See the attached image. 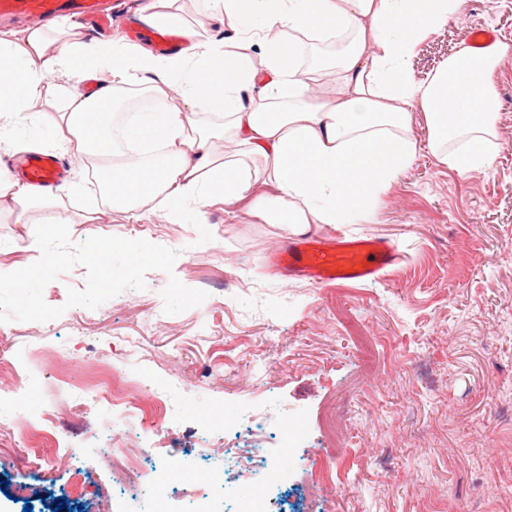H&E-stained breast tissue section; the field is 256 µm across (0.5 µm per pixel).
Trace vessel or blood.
I'll list each match as a JSON object with an SVG mask.
<instances>
[{
    "label": "vessel or blood",
    "mask_w": 512,
    "mask_h": 512,
    "mask_svg": "<svg viewBox=\"0 0 512 512\" xmlns=\"http://www.w3.org/2000/svg\"><path fill=\"white\" fill-rule=\"evenodd\" d=\"M79 16L92 28L109 19L102 0H0L1 17H20L40 23L63 15ZM131 38L150 40L159 52L177 53L182 37L172 29H160L144 23L130 33ZM67 174L65 160L46 152L29 153L21 170L23 180L37 188L51 189ZM280 260L288 267L305 272L315 283L336 286L366 283L379 278L398 261L394 243L383 238L356 239L342 234L327 239L305 238L292 243Z\"/></svg>",
    "instance_id": "vessel-or-blood-1"
}]
</instances>
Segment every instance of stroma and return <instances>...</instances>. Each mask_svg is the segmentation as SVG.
<instances>
[{"label": "stroma", "mask_w": 512, "mask_h": 512, "mask_svg": "<svg viewBox=\"0 0 512 512\" xmlns=\"http://www.w3.org/2000/svg\"><path fill=\"white\" fill-rule=\"evenodd\" d=\"M494 26L512 47V0H465L447 27L412 58L424 76L454 55L471 28ZM496 150L484 168L458 172L437 163L423 118H416L411 167L396 180L376 221L316 224L310 236L384 237L400 262L358 288H323L268 257L287 248L279 229L231 221L222 203L179 217L129 213L92 201L82 156L67 153L68 225L73 242L95 235L146 239L177 250L173 275L205 291L198 306L163 311L169 274L147 272L95 309L66 308L48 322L10 321L0 340L10 364L0 370V412L12 409L15 373L26 376L28 417L52 413L59 439L38 447L0 432V512H189L225 492L258 512H512V50L498 63ZM36 101L5 143L12 164L24 146L53 151ZM0 218V273L39 256L35 227ZM83 322L84 336L72 326ZM134 381L143 417L160 411L157 431L116 419L104 403L77 406L73 395L102 382L110 367ZM250 408L275 421L246 423ZM225 427L222 452L209 453L208 426ZM280 467L263 495L262 464L225 467V455L250 442ZM139 461L138 484H120L95 465L107 447ZM43 455L42 469L23 465ZM180 474L152 492L156 462ZM330 469L322 497L309 484Z\"/></svg>", "instance_id": "35a3bbf8"}]
</instances>
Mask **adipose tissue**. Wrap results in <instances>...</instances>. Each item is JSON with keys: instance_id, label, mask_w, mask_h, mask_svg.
I'll list each match as a JSON object with an SVG mask.
<instances>
[{"instance_id": "obj_1", "label": "adipose tissue", "mask_w": 512, "mask_h": 512, "mask_svg": "<svg viewBox=\"0 0 512 512\" xmlns=\"http://www.w3.org/2000/svg\"><path fill=\"white\" fill-rule=\"evenodd\" d=\"M177 2L148 0L138 12L154 26L181 28L186 47L168 57L85 41L73 23L0 27V133L26 120L32 100L46 98L43 118L55 147L109 173L101 197L110 207L176 216L209 200L244 208L290 235L313 224L374 219L414 160V112L426 116L438 163L460 172L490 164L495 64L506 45L462 47L422 80L410 68L415 46L446 27L464 0H208L230 31L224 40L197 31ZM319 33L351 36L331 73L335 96H315L296 62L300 36ZM55 34L64 46L53 54ZM96 68L110 80L93 99L49 83ZM132 86L144 88L153 108L125 122L122 150L93 119V103L112 104ZM251 87L259 97L244 100ZM201 110L221 122L200 124ZM227 141L236 153L223 151ZM61 200L59 191L36 190L0 171V216L14 223Z\"/></svg>"}]
</instances>
